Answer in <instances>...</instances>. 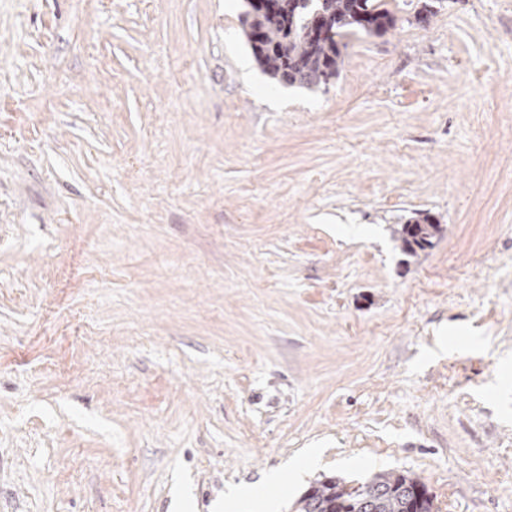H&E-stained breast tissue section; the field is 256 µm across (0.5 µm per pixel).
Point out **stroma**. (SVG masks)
Masks as SVG:
<instances>
[{
	"instance_id": "35a3bbf8",
	"label": "stroma",
	"mask_w": 512,
	"mask_h": 512,
	"mask_svg": "<svg viewBox=\"0 0 512 512\" xmlns=\"http://www.w3.org/2000/svg\"><path fill=\"white\" fill-rule=\"evenodd\" d=\"M384 2L311 91L243 0H0V512H512V0ZM422 221V223L420 222ZM398 224L399 228L394 229L393 234L398 235L397 240L402 242L404 249L408 252H416V249L424 250L432 246V240L442 232L441 224L434 223L428 216L415 219L414 233H411V224ZM348 484L336 477L318 481L299 499L296 512H433L427 487L408 473H379Z\"/></svg>"
}]
</instances>
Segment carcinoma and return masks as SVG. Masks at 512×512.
<instances>
[{
  "instance_id": "cac0c4a2",
  "label": "carcinoma",
  "mask_w": 512,
  "mask_h": 512,
  "mask_svg": "<svg viewBox=\"0 0 512 512\" xmlns=\"http://www.w3.org/2000/svg\"><path fill=\"white\" fill-rule=\"evenodd\" d=\"M244 12L247 44L270 78L288 86L313 89L340 74L342 39L356 34L382 35L396 18L376 0H310L296 13L292 0L271 10L249 3ZM323 23L334 29L327 37L311 31ZM441 225L425 216L414 228L393 231L408 252L432 246ZM298 512H432L433 497L424 483L408 473L386 472L357 485L334 477L310 486L298 501Z\"/></svg>"
}]
</instances>
